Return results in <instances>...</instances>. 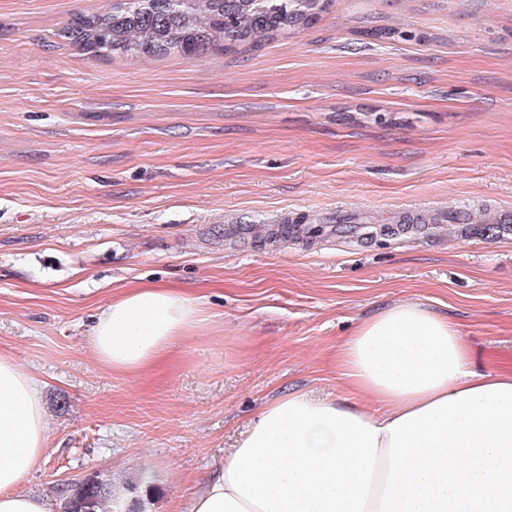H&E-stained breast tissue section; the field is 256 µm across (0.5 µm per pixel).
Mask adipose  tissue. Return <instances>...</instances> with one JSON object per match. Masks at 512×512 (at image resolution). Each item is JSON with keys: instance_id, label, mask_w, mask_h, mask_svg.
<instances>
[{"instance_id": "1", "label": "adipose tissue", "mask_w": 512, "mask_h": 512, "mask_svg": "<svg viewBox=\"0 0 512 512\" xmlns=\"http://www.w3.org/2000/svg\"><path fill=\"white\" fill-rule=\"evenodd\" d=\"M208 321L185 291L136 285L101 310L89 342L133 375ZM337 362L350 399L291 389L265 402L191 512H512V369L476 371L458 327L417 302L359 323ZM46 443L37 383L0 355V512H56L19 489Z\"/></svg>"}]
</instances>
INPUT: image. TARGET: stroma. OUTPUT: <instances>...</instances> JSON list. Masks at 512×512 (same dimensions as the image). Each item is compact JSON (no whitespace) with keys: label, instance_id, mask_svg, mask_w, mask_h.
Masks as SVG:
<instances>
[{"label":"stroma","instance_id":"stroma-1","mask_svg":"<svg viewBox=\"0 0 512 512\" xmlns=\"http://www.w3.org/2000/svg\"><path fill=\"white\" fill-rule=\"evenodd\" d=\"M112 2L0 0V354L48 421L22 491L121 474L150 512H189L264 402L347 397L340 345L401 302L455 322L475 368L512 366V0H335L300 33L197 56L63 37ZM451 206L467 222L356 246L260 237L287 214ZM140 283L210 322L127 375L89 329Z\"/></svg>","mask_w":512,"mask_h":512}]
</instances>
